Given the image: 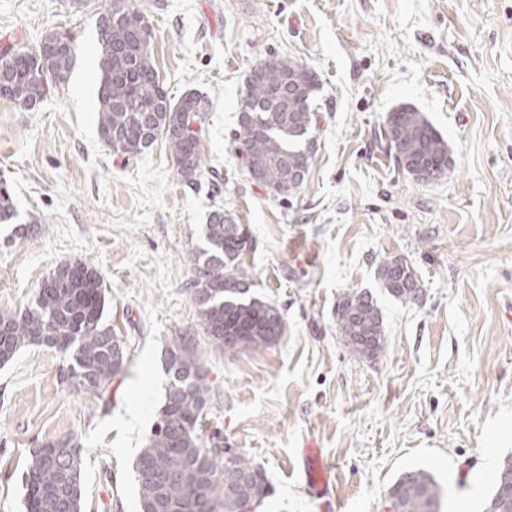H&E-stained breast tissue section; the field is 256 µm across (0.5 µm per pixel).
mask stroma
I'll return each instance as SVG.
<instances>
[{
	"instance_id": "stroma-1",
	"label": "stroma",
	"mask_w": 512,
	"mask_h": 512,
	"mask_svg": "<svg viewBox=\"0 0 512 512\" xmlns=\"http://www.w3.org/2000/svg\"><path fill=\"white\" fill-rule=\"evenodd\" d=\"M109 0H0V45L71 36L76 63L35 109L0 97V309L26 307L58 265L87 261L127 362L98 398L67 385L69 355L39 345L0 365V512H27L32 449L77 438L83 512H140L133 463L164 401L168 344L192 340L211 386L203 437L263 467L257 512H321L298 451L313 440L336 476L334 512H391L405 471L430 472L441 512H484L512 455V0H134L153 29L169 98L209 101L198 183L157 140L112 155L98 132L96 19ZM318 75L313 163L277 196L231 141L260 59ZM411 106L448 143L444 178L419 182L377 133ZM245 225L251 292L284 316L268 348L215 345L199 326L192 250L215 209ZM405 260L423 289L405 304L376 270ZM376 300L385 348L354 356L336 329L348 292Z\"/></svg>"
}]
</instances>
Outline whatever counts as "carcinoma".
Returning a JSON list of instances; mask_svg holds the SVG:
<instances>
[{
    "mask_svg": "<svg viewBox=\"0 0 512 512\" xmlns=\"http://www.w3.org/2000/svg\"><path fill=\"white\" fill-rule=\"evenodd\" d=\"M100 80L99 133L113 154L135 157L163 138L182 178L194 183L206 171L200 149L207 103L189 93L173 103L164 92L151 55L152 29L128 0H111L99 16ZM48 45L64 48L32 62L8 58L0 50V82H11L13 100L31 108L50 93L53 78L66 77L74 66L68 35L50 32ZM245 83L234 151L251 179L278 195L284 182L301 187L314 157L309 131L316 122L313 101L319 90L317 73L303 62L270 57L255 65ZM413 148L434 179L448 169V145L426 117L412 107L389 113L384 139L393 131ZM16 216L11 193L0 187V223ZM248 230L216 209L204 225L203 243L192 254L194 300L203 331L218 345L232 332L257 331L255 348L267 347L265 336H280L284 319L277 308L249 294L248 274L240 266L241 242ZM51 276L58 286L38 289L24 310H0V327L8 335L0 347V365L31 344L53 347L57 340L73 359L69 383L101 398L122 372L123 344H114L112 327L103 321L106 289L90 263L62 264ZM378 279L389 295L413 302L418 287L406 263L389 260L378 267ZM349 307L373 320L372 335L383 336V320L373 300L349 292L338 310ZM170 376L155 427L135 460L141 512H243L246 500L259 504L271 492L261 466L244 456L224 458L220 442L202 439L199 422L211 396L201 357L187 342L165 350ZM174 472L178 478L161 483L155 475ZM27 512H83V471L79 442L74 438L50 442L31 452L23 477ZM441 487L422 470L401 474L389 490L393 512H440ZM486 512H512V465L502 462L495 476Z\"/></svg>",
    "mask_w": 512,
    "mask_h": 512,
    "instance_id": "carcinoma-1",
    "label": "carcinoma"
}]
</instances>
